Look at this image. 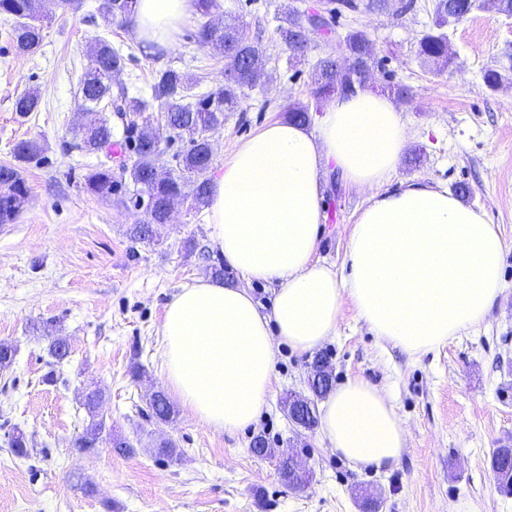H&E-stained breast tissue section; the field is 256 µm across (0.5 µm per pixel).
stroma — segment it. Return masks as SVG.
Wrapping results in <instances>:
<instances>
[{
  "mask_svg": "<svg viewBox=\"0 0 512 512\" xmlns=\"http://www.w3.org/2000/svg\"><path fill=\"white\" fill-rule=\"evenodd\" d=\"M213 20L243 22L269 54L258 87L223 127L210 131L215 164L262 126L286 120L285 106L310 101L316 61L337 48L314 35L296 67L275 41L280 6L299 9L317 0H217ZM435 0H382L344 12L341 30H361L375 46L376 63L366 89L394 97L407 140L395 181L438 185L464 204L483 211L499 226L505 250L503 292L477 326L436 350L413 356L369 330L350 299H343L337 333L318 353L281 347L277 381L256 422L237 432H215L178 409L174 423L152 419L148 396L165 388L160 327L164 308L181 286L207 276L222 259L212 241L207 210L197 209L184 188L169 224L153 240L130 230L145 219L125 183L122 201H108L85 188L88 173L104 154H85L76 144L82 126L107 120L112 137L123 140L134 114L113 107L84 113L79 83L89 66L88 45L107 36L127 56L114 86L141 98L151 94L155 70L192 73L206 93L224 82V60L198 47L190 20L175 49L159 58L145 52L122 23H106L99 0H43V41L18 53L14 22L0 14V165L16 163L18 143L33 140L43 153L18 163L27 198L13 223L0 224V342L17 348L12 365L0 370V512H363L365 498L378 512H512V490L499 485L491 465L499 448H512V16L481 6L448 29L450 68L422 62L417 47L433 25ZM504 76L495 89L483 74ZM41 95L39 111L14 110L27 90ZM324 231L316 256L341 266L352 224L367 191L344 186L328 175ZM65 338L70 355L56 364L51 337ZM328 358L332 382L359 377L390 400L407 430L398 465L374 471L353 469L321 439L318 430L295 427L282 405L288 393L307 394L309 366ZM146 370L129 373L131 362ZM57 383H44L49 371ZM102 390V412L136 452L121 455L108 446L80 454L72 439L85 426L80 400ZM21 427L32 446L15 456L8 444ZM262 435L272 458L254 455ZM172 438L180 458L171 463L154 451L157 437ZM292 450L312 466L303 491L280 481L277 454ZM92 483L85 492L84 483Z\"/></svg>",
  "mask_w": 512,
  "mask_h": 512,
  "instance_id": "35a3bbf8",
  "label": "stroma"
}]
</instances>
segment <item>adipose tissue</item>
I'll return each mask as SVG.
<instances>
[{"label":"adipose tissue","instance_id":"adipose-tissue-1","mask_svg":"<svg viewBox=\"0 0 512 512\" xmlns=\"http://www.w3.org/2000/svg\"><path fill=\"white\" fill-rule=\"evenodd\" d=\"M196 11V0H136L130 26L137 40L168 48ZM405 142L393 102L359 90L328 102L314 129L264 125L211 174L213 241L241 282L194 279L161 324L167 384L198 421L222 432L252 425L279 347L311 352L335 336L342 297L375 336L414 356L484 320L502 293L501 232L448 190L388 189ZM330 172L369 192L340 272L314 258ZM253 282L273 285L269 310ZM319 431L356 469L391 467L406 450L392 404L360 378L328 395Z\"/></svg>","mask_w":512,"mask_h":512}]
</instances>
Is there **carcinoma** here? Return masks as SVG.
<instances>
[{
  "instance_id": "obj_1",
  "label": "carcinoma",
  "mask_w": 512,
  "mask_h": 512,
  "mask_svg": "<svg viewBox=\"0 0 512 512\" xmlns=\"http://www.w3.org/2000/svg\"><path fill=\"white\" fill-rule=\"evenodd\" d=\"M468 0H435V21L431 31L419 41L417 54L424 61L451 63L448 56V33L445 28L451 22L460 20ZM134 0H101L99 7L103 18L114 21H128ZM15 19L13 41L21 53L36 49L43 39L40 25L41 0H0V14ZM314 20L303 10L286 8L280 13L277 36L289 51L288 64L292 65L306 57L311 45ZM345 45L346 74L336 72L338 64L330 55L318 59L315 78L310 87V98L318 103L334 95H345L366 85L367 72L374 60V47L365 33L351 31L341 37ZM195 42L202 47L219 50L224 55V85L201 95H194L196 81L188 73L173 67L155 72L150 85V99L130 97L122 88L112 90V74L123 69L125 56L105 38L94 40L88 51L90 68L81 79V106L94 112L104 100L111 101L115 111L142 114L149 111L153 103L164 107V127L153 125L150 120L126 128L124 145L136 155L132 167L118 165L120 176H115L112 167L102 165L86 176L87 190L101 198L110 199L121 184V178L128 176L135 186L145 188L148 199L145 206L146 220L132 228V235L138 240L151 239L155 233L152 225L167 223L168 207L172 200L181 196L182 186L189 177H196L194 201L197 208L208 205L210 187L203 175L210 169L212 160L202 132L211 126L224 125V114L238 111L246 91L256 87L261 73H251L254 61L266 55L267 48L249 36L243 25L226 26L221 22L206 21L195 33ZM41 98L34 90L18 96L15 111L27 115L39 110ZM197 128L199 133L188 141V147L180 153L176 171L164 174L159 156L163 141L180 135L184 129ZM77 148L86 153L106 152L112 156V127L105 121L84 129ZM28 192L24 178L11 164L0 165V224L12 222ZM102 395L88 392L83 395L82 406L88 416L84 431L75 437L72 448L80 454L90 452L106 441L115 452L125 455L133 453L132 444L122 438L103 439L105 428L99 418ZM152 416L167 422L173 409L162 393L152 394L148 401ZM9 448L18 457L29 453L26 434L15 429L9 436Z\"/></svg>"
}]
</instances>
